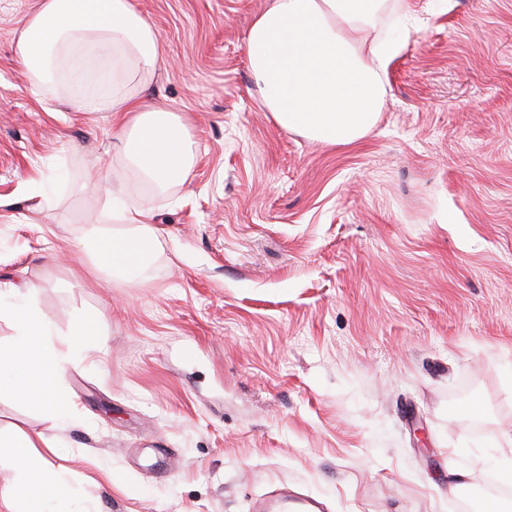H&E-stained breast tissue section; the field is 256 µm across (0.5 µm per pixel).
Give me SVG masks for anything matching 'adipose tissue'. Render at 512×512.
I'll list each match as a JSON object with an SVG mask.
<instances>
[{"label":"adipose tissue","mask_w":512,"mask_h":512,"mask_svg":"<svg viewBox=\"0 0 512 512\" xmlns=\"http://www.w3.org/2000/svg\"><path fill=\"white\" fill-rule=\"evenodd\" d=\"M387 2L269 0L254 16L245 42L248 68L262 106L281 128L345 145L376 126L388 65L403 47L369 36ZM14 53L35 98L49 94L76 112L112 113L116 151L143 187L159 192L186 175L192 144L181 116L144 96L162 44L133 0H39L23 20ZM90 69L102 77L104 93L74 95L72 82ZM96 190L106 209L75 230L76 241H93L95 272L128 275L149 267L160 247L153 209L126 206L123 189L109 181L97 182ZM2 318L14 334L0 344V390L67 420L62 365L98 336V319L77 320L54 337L31 298L0 308ZM8 446L15 474L0 489V512H50L51 500L67 487L66 476L50 469L52 445L20 435ZM35 468L44 478L33 491L28 474Z\"/></svg>","instance_id":"1"}]
</instances>
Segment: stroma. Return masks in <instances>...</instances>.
I'll list each match as a JSON object with an SVG mask.
<instances>
[{
	"label": "stroma",
	"instance_id": "1",
	"mask_svg": "<svg viewBox=\"0 0 512 512\" xmlns=\"http://www.w3.org/2000/svg\"><path fill=\"white\" fill-rule=\"evenodd\" d=\"M38 0H0V305L47 330L102 315L57 423L0 391V432L51 440L81 512H456L512 473V0H391L377 126L351 145L285 131L244 39L266 0H134L164 60L147 94L195 158L154 195L112 117L38 104L13 45ZM126 188L161 251L93 280L75 240ZM45 209H27L30 196Z\"/></svg>",
	"mask_w": 512,
	"mask_h": 512
}]
</instances>
